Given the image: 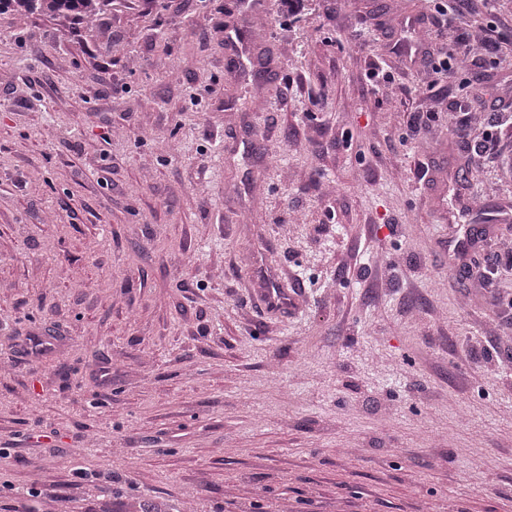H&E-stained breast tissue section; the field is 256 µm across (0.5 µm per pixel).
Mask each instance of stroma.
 Returning <instances> with one entry per match:
<instances>
[{
	"mask_svg": "<svg viewBox=\"0 0 512 512\" xmlns=\"http://www.w3.org/2000/svg\"><path fill=\"white\" fill-rule=\"evenodd\" d=\"M493 4L0 14V512H512Z\"/></svg>",
	"mask_w": 512,
	"mask_h": 512,
	"instance_id": "35a3bbf8",
	"label": "stroma"
}]
</instances>
